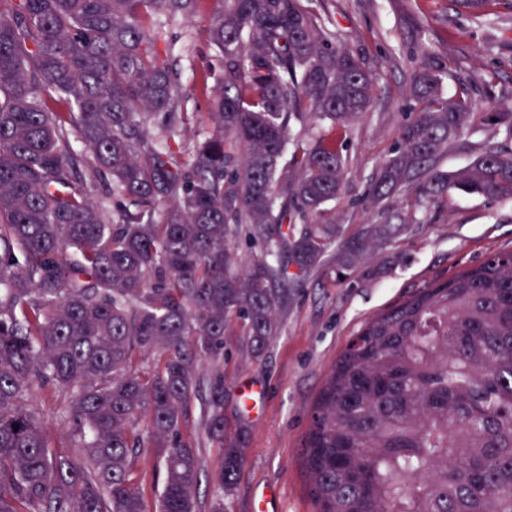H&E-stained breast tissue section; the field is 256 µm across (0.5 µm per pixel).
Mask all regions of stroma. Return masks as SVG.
<instances>
[{"instance_id":"obj_1","label":"stroma","mask_w":512,"mask_h":512,"mask_svg":"<svg viewBox=\"0 0 512 512\" xmlns=\"http://www.w3.org/2000/svg\"><path fill=\"white\" fill-rule=\"evenodd\" d=\"M303 3L335 32L338 45L364 64L374 83L369 112L352 123L346 134L344 190L326 206L320 223L339 225L344 239L398 223L411 209L418 221L406 225L397 237L395 250L401 259L384 275L367 278L356 270L347 281L337 282L334 259L329 256L304 283L290 286L283 331L262 361L250 358L240 322L227 327L222 363L227 386L224 423L230 432L246 424L248 441L229 512H254L262 496L269 512H316L305 465L311 409L349 340L369 318L420 288L476 267L490 252L512 249L511 200L452 190L419 209L413 196L401 192L383 210L365 199L378 167L392 155L402 125L418 108L411 89L421 69L441 75V91L448 99L466 91L476 101L489 94L498 107H512V10L500 8L483 22L455 0ZM167 31L174 42L183 93L198 114L191 127L206 134L208 102L194 79L196 72L214 61L206 19L175 23ZM505 143L500 128L474 120L437 158L435 167L454 172L486 147ZM249 385L261 386L265 397L258 411L247 414L241 408L239 389ZM32 405L44 418L53 448L70 451L64 395L46 388L37 392ZM202 410L200 399H193L182 433L194 442L203 474L196 512H211L209 476L217 451L203 433Z\"/></svg>"}]
</instances>
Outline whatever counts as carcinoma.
<instances>
[{
	"instance_id": "1",
	"label": "carcinoma",
	"mask_w": 512,
	"mask_h": 512,
	"mask_svg": "<svg viewBox=\"0 0 512 512\" xmlns=\"http://www.w3.org/2000/svg\"><path fill=\"white\" fill-rule=\"evenodd\" d=\"M208 1L212 131L191 144L161 21ZM439 84L415 77L419 111L370 203L403 189L512 200V147L434 168L477 114ZM372 94L302 0H0V512H147L141 448L163 463L156 512H195L182 426L197 396L218 448L211 512H226L246 437L224 436V331L241 321L256 361L280 335L288 285L336 237L312 218L342 193L339 143ZM308 115L324 130L305 141L292 121ZM477 115L512 138V109ZM242 231L260 247L244 266ZM393 233L346 241L336 274ZM45 387L67 397L80 453L52 449L29 405ZM305 464L317 512H512V250L366 322L314 404Z\"/></svg>"
}]
</instances>
